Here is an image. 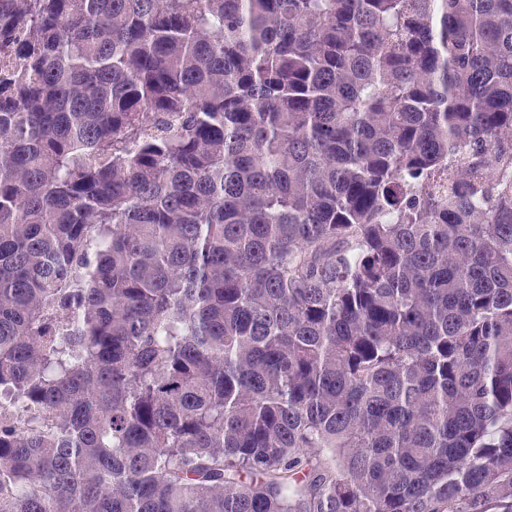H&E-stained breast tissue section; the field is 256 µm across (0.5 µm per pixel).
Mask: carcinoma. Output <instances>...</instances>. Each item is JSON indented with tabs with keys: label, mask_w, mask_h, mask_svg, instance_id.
<instances>
[{
	"label": "carcinoma",
	"mask_w": 512,
	"mask_h": 512,
	"mask_svg": "<svg viewBox=\"0 0 512 512\" xmlns=\"http://www.w3.org/2000/svg\"><path fill=\"white\" fill-rule=\"evenodd\" d=\"M0 512H512V0H0Z\"/></svg>",
	"instance_id": "1"
}]
</instances>
